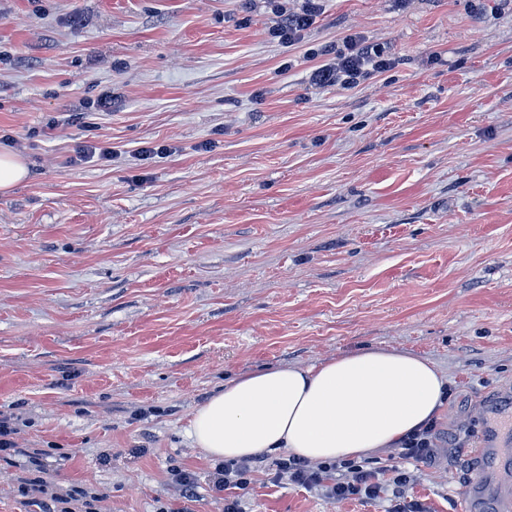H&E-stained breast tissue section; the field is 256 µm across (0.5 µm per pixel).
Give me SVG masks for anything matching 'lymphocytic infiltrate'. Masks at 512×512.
Segmentation results:
<instances>
[{"mask_svg": "<svg viewBox=\"0 0 512 512\" xmlns=\"http://www.w3.org/2000/svg\"><path fill=\"white\" fill-rule=\"evenodd\" d=\"M325 2L300 0L294 7L289 0H267L273 15L269 35L289 46L299 43L324 12ZM394 64L393 55L384 46L348 34L337 47L333 61L312 70L310 82L319 88L351 90L370 75L386 72ZM437 440L436 428L426 427L408 436L400 450L380 467L354 462L314 463L286 455L269 463L267 471L271 482L285 479L335 501L352 497L366 503L384 499L390 503L388 512H427L422 501L408 498L406 487L411 481V467L434 464ZM256 468L253 458L216 464L211 480L214 489L225 495L224 512H243L238 493L248 488Z\"/></svg>", "mask_w": 512, "mask_h": 512, "instance_id": "1", "label": "lymphocytic infiltrate"}]
</instances>
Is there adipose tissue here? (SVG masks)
Segmentation results:
<instances>
[{
    "label": "adipose tissue",
    "instance_id": "obj_1",
    "mask_svg": "<svg viewBox=\"0 0 512 512\" xmlns=\"http://www.w3.org/2000/svg\"><path fill=\"white\" fill-rule=\"evenodd\" d=\"M448 398L447 377L428 359L375 347L231 379L194 411L188 432L215 461L283 450L362 460L437 421Z\"/></svg>",
    "mask_w": 512,
    "mask_h": 512
}]
</instances>
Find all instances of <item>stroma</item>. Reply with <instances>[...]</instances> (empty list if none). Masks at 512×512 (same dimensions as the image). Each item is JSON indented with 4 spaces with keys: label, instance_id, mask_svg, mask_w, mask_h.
Returning a JSON list of instances; mask_svg holds the SVG:
<instances>
[{
    "label": "stroma",
    "instance_id": "obj_1",
    "mask_svg": "<svg viewBox=\"0 0 512 512\" xmlns=\"http://www.w3.org/2000/svg\"><path fill=\"white\" fill-rule=\"evenodd\" d=\"M272 20L265 0H0V153L30 170L0 193V414L21 450L0 512H40L20 490L37 477L97 512H224L193 411L236 376L368 347L449 381L409 496L457 512L488 471L477 418L512 388V5L328 0L290 47ZM354 32L395 68L311 86ZM105 92L111 111L64 124ZM146 142L169 155L138 160ZM245 508L387 505L261 468ZM171 482L177 487L182 498L193 501L196 498V478L191 471L172 468L170 470Z\"/></svg>",
    "mask_w": 512,
    "mask_h": 512
}]
</instances>
